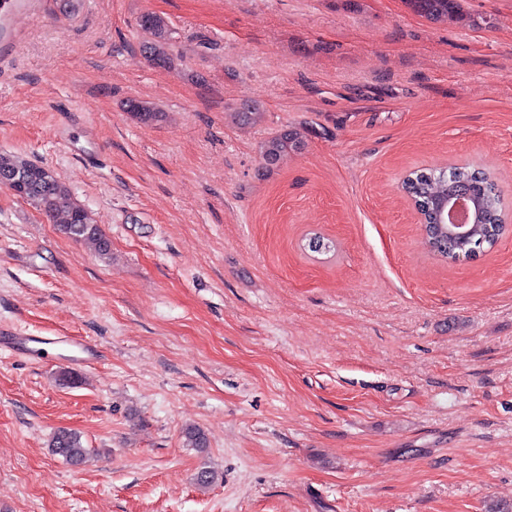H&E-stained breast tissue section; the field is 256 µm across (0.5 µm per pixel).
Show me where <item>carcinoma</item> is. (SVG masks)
Here are the masks:
<instances>
[{
    "mask_svg": "<svg viewBox=\"0 0 512 512\" xmlns=\"http://www.w3.org/2000/svg\"><path fill=\"white\" fill-rule=\"evenodd\" d=\"M463 0H405L408 7L428 20L439 23L448 19L464 20ZM141 27L153 33V41L142 45L141 53L151 64L171 68L175 64L172 29L168 22L154 13L139 16ZM125 111L130 118L143 123H161L166 114L159 108L140 100L129 99ZM304 136L297 128L278 132L260 146L263 169L267 172L278 167L288 157L301 149ZM30 176L29 193L26 201L33 204L49 219H60V230L76 241L94 247L103 259L111 257V242L95 224L88 211L73 197L69 188L48 166L32 162L22 156L0 153V180L17 173ZM460 184H467L477 194L480 205L477 222L471 237L464 240L448 235V225L437 224L434 201L448 196L450 190ZM404 192L413 199L428 217V223L436 225L440 234L428 238L430 250L442 258L454 259L468 255L471 249L485 244L493 245L506 231L502 223L500 199L495 181L483 169H469L453 166L443 170H419L410 173L402 183ZM186 447L199 451L207 447L205 433L197 427H189L184 432ZM49 447L72 466H82L90 458L81 436L68 429L54 432Z\"/></svg>",
    "mask_w": 512,
    "mask_h": 512,
    "instance_id": "1",
    "label": "carcinoma"
}]
</instances>
